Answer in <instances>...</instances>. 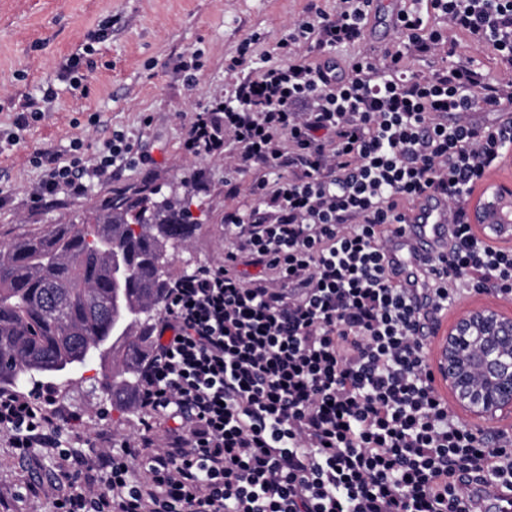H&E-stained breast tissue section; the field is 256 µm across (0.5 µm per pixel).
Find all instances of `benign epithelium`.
Returning a JSON list of instances; mask_svg holds the SVG:
<instances>
[{
  "label": "benign epithelium",
  "instance_id": "obj_1",
  "mask_svg": "<svg viewBox=\"0 0 512 512\" xmlns=\"http://www.w3.org/2000/svg\"><path fill=\"white\" fill-rule=\"evenodd\" d=\"M473 216L486 240L509 248L512 183L494 184L475 204ZM436 370L470 418L485 424L511 415L512 317L488 307L461 311L445 333Z\"/></svg>",
  "mask_w": 512,
  "mask_h": 512
}]
</instances>
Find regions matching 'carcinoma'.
I'll return each mask as SVG.
<instances>
[{
    "label": "carcinoma",
    "instance_id": "carcinoma-1",
    "mask_svg": "<svg viewBox=\"0 0 512 512\" xmlns=\"http://www.w3.org/2000/svg\"><path fill=\"white\" fill-rule=\"evenodd\" d=\"M154 194L106 196L78 224L0 246V387L41 377L66 383L98 359L108 365L102 388L137 391L171 250L196 227L181 200ZM117 255L124 275L114 269Z\"/></svg>",
    "mask_w": 512,
    "mask_h": 512
}]
</instances>
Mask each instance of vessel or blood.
Segmentation results:
<instances>
[{
  "label": "vessel or blood",
  "mask_w": 512,
  "mask_h": 512,
  "mask_svg": "<svg viewBox=\"0 0 512 512\" xmlns=\"http://www.w3.org/2000/svg\"><path fill=\"white\" fill-rule=\"evenodd\" d=\"M448 236V208L443 201L426 197L407 214L405 223L391 227L395 259L402 277L416 274L420 265L435 260L439 245Z\"/></svg>",
  "instance_id": "1"
}]
</instances>
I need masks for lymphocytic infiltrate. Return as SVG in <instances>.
I'll return each instance as SVG.
<instances>
[{"mask_svg": "<svg viewBox=\"0 0 512 512\" xmlns=\"http://www.w3.org/2000/svg\"><path fill=\"white\" fill-rule=\"evenodd\" d=\"M370 3L299 21L258 67L243 42L223 97L188 118L186 150L232 151L256 203L225 212L223 265L168 290L140 436L61 447L49 388L0 389L17 456L57 459L61 484L33 490L48 512H478L481 494L512 492V435L450 408L422 326L464 290L512 299V249L479 238L466 207L512 150V121L471 118L512 100V0H410L378 53L362 47ZM452 29L494 50L498 79L471 64L409 70ZM354 45L337 72L336 48ZM147 160L119 130L93 157L78 139L65 158L35 153L30 202ZM429 194L448 204L442 267L407 288L389 227Z\"/></svg>", "mask_w": 512, "mask_h": 512, "instance_id": "1", "label": "lymphocytic infiltrate"}]
</instances>
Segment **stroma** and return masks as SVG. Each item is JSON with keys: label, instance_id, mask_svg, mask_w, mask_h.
<instances>
[{"label": "stroma", "instance_id": "1", "mask_svg": "<svg viewBox=\"0 0 512 512\" xmlns=\"http://www.w3.org/2000/svg\"><path fill=\"white\" fill-rule=\"evenodd\" d=\"M312 2L327 13L336 11V0H0V243L79 222L111 193L173 188L190 199L199 226L185 246L174 250L171 278L223 264L224 211L254 204L253 175L238 173V192L227 195L224 157L188 154L184 125L190 113L223 96L224 64L245 39H254L255 54L274 53ZM107 18L111 36L92 43L91 33ZM456 41L455 57L419 59L413 69L426 73L452 59L470 60L488 77L498 75L489 48L474 46L461 34ZM76 52L85 55L82 72L90 89L85 98L74 96L58 77L59 61ZM194 52L200 53L203 68L191 83L176 64ZM49 88L57 96L46 103L44 118L16 130L21 105ZM116 130L138 139L152 164L119 168L84 196L60 194L31 209L29 194L42 177L30 162L34 152L67 154L78 137L91 154ZM100 373L97 367L76 372L70 387L53 390L55 407L82 417L76 429L60 424L63 447L118 445L137 436V411L110 410L107 395L95 383ZM59 480L53 458L37 450L17 464L0 437V512H41L42 500L20 496V488L29 481L48 488Z\"/></svg>", "mask_w": 512, "mask_h": 512}]
</instances>
